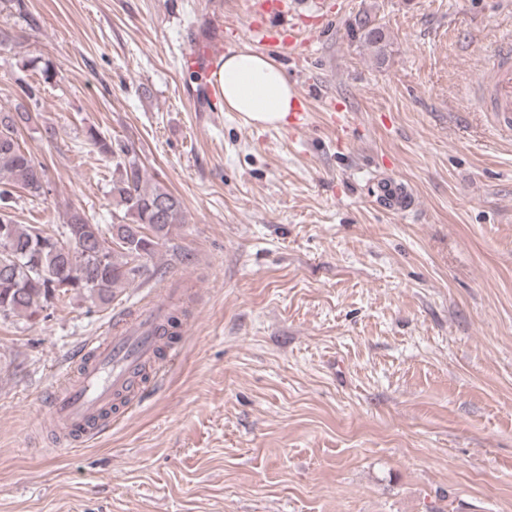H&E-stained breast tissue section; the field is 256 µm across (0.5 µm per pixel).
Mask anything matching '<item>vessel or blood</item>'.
Instances as JSON below:
<instances>
[{"mask_svg": "<svg viewBox=\"0 0 512 512\" xmlns=\"http://www.w3.org/2000/svg\"><path fill=\"white\" fill-rule=\"evenodd\" d=\"M226 50L223 35L192 46L185 60L213 65ZM485 100L497 125L512 133V40L502 43L492 61L479 69ZM178 298L167 290L162 301L151 303L120 330H104L87 341L78 354L77 376L64 379L54 390L48 421L53 431L72 443L98 435L112 423V405L143 386L158 360L160 326Z\"/></svg>", "mask_w": 512, "mask_h": 512, "instance_id": "b4317fda", "label": "vessel or blood"}]
</instances>
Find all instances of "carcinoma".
<instances>
[{
	"instance_id": "cac0c4a2",
	"label": "carcinoma",
	"mask_w": 512,
	"mask_h": 512,
	"mask_svg": "<svg viewBox=\"0 0 512 512\" xmlns=\"http://www.w3.org/2000/svg\"><path fill=\"white\" fill-rule=\"evenodd\" d=\"M360 38L371 46L385 40L384 30L358 23ZM39 68L41 82L14 78L18 88L14 108H0V320H33L60 298L71 293L108 304L115 289L149 273L148 261L157 247L168 240L174 226L183 223L180 200L164 187L151 185L133 148L119 139L103 135L97 128L86 130L87 140L115 162L111 195L120 208L121 220L102 227L82 210L70 213L62 230L48 233L34 224H17L12 215L18 189L33 200L50 193L43 164L18 141L19 127L32 119L41 98V84H50L57 71L49 60L21 62L19 70ZM187 311L172 309L164 323L168 342L178 338Z\"/></svg>"
}]
</instances>
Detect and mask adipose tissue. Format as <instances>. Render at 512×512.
<instances>
[{
    "instance_id": "ef3b65f1",
    "label": "adipose tissue",
    "mask_w": 512,
    "mask_h": 512,
    "mask_svg": "<svg viewBox=\"0 0 512 512\" xmlns=\"http://www.w3.org/2000/svg\"><path fill=\"white\" fill-rule=\"evenodd\" d=\"M226 110L252 124L283 127L297 106L282 69L263 54L242 49L225 56L217 73Z\"/></svg>"
}]
</instances>
